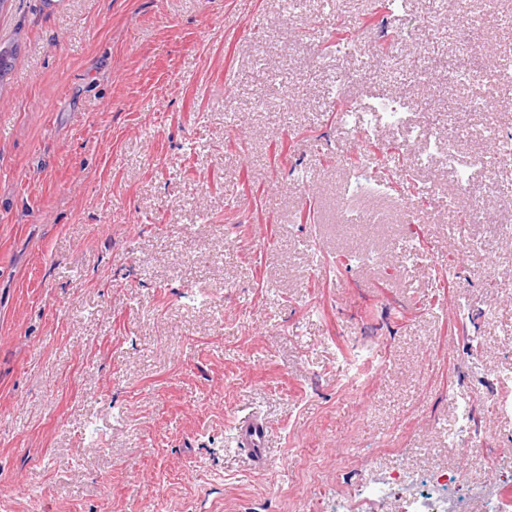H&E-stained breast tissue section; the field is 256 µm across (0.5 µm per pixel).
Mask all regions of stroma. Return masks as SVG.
<instances>
[{"label":"stroma","instance_id":"obj_1","mask_svg":"<svg viewBox=\"0 0 512 512\" xmlns=\"http://www.w3.org/2000/svg\"><path fill=\"white\" fill-rule=\"evenodd\" d=\"M378 2L0 11L16 50L0 83V512H335L362 475L488 480L446 433L453 393L512 367V294L496 292L512 245L464 252L448 234L466 211L454 172L418 170L385 116L358 141L336 109L402 99L409 122L442 130L461 97L512 101L494 80L512 5L445 0L437 29L432 0ZM479 11L486 70L449 90L448 31ZM340 27L352 39L326 51ZM472 178L487 222L465 231L482 235L512 219V170ZM350 210L381 227L342 234ZM405 233L423 249L413 266L393 247ZM487 295L495 320L458 319L457 302ZM367 343L385 370L347 381ZM250 413L269 427L264 470L231 442ZM479 418L484 453L512 466V419L486 404Z\"/></svg>","mask_w":512,"mask_h":512}]
</instances>
